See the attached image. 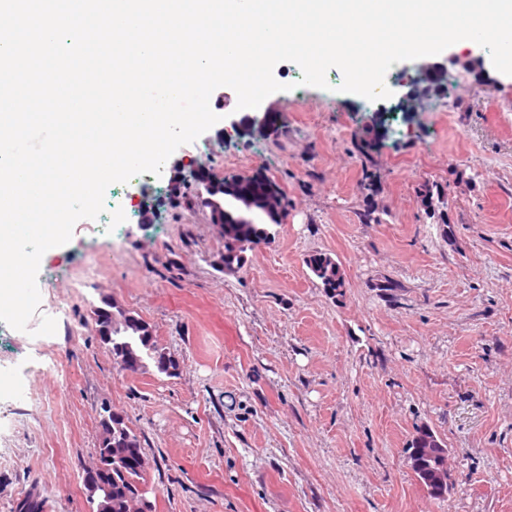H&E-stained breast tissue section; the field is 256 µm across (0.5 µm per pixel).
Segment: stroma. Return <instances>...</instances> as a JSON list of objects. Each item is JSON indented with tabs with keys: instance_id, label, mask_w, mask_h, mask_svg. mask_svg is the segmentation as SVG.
<instances>
[{
	"instance_id": "1",
	"label": "stroma",
	"mask_w": 512,
	"mask_h": 512,
	"mask_svg": "<svg viewBox=\"0 0 512 512\" xmlns=\"http://www.w3.org/2000/svg\"><path fill=\"white\" fill-rule=\"evenodd\" d=\"M435 61L441 85L396 113L370 169L354 144L395 98L337 92L335 68L330 90L299 86L290 61L260 105L276 133L221 141L214 126L176 150L280 178L287 217L238 272L205 213L169 197V172L107 188L147 190L150 218L79 220L42 257L28 332L0 331V512L30 496L92 512L104 403L139 437L154 512H512V77L478 45ZM426 183L446 189L447 225L426 215ZM315 252L340 264L344 295L307 268ZM105 298L176 370L117 368L89 321ZM59 304L55 334L36 335ZM423 427L448 449L441 498L412 469Z\"/></svg>"
}]
</instances>
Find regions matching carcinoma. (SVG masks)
Listing matches in <instances>:
<instances>
[{"instance_id": "1", "label": "carcinoma", "mask_w": 512, "mask_h": 512, "mask_svg": "<svg viewBox=\"0 0 512 512\" xmlns=\"http://www.w3.org/2000/svg\"><path fill=\"white\" fill-rule=\"evenodd\" d=\"M200 207L208 211L210 222L219 228L224 239L222 265L224 271L233 272L246 262V252L270 238L267 224L278 225L287 215V199L280 181L263 171L251 175L223 178L208 187L194 184ZM426 214L433 217L448 205V193L440 186L425 184L419 190ZM311 273L321 282L326 292L340 296L346 287L339 264L328 254L317 252L306 259ZM110 305L93 311L96 332L108 336L114 363L122 370L141 367L143 356L157 362L159 370L168 371L169 360L152 335L149 327L134 316L118 309L109 312ZM105 414H112V447L102 449L112 482V497L100 498L87 495L93 512H131L139 501L138 490L144 483L146 462L136 432L121 415L111 412V407H101ZM443 444L427 427L417 432L412 442L410 458L419 482L435 497L447 491V483L436 478V467L430 453Z\"/></svg>"}]
</instances>
